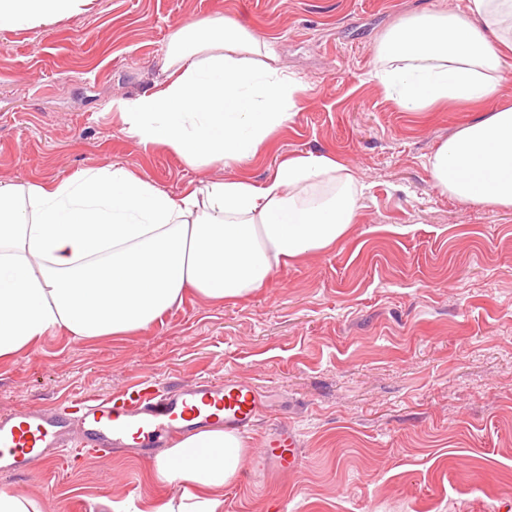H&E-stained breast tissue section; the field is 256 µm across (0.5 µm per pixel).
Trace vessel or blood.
<instances>
[{
  "instance_id": "b4317fda",
  "label": "vessel or blood",
  "mask_w": 512,
  "mask_h": 512,
  "mask_svg": "<svg viewBox=\"0 0 512 512\" xmlns=\"http://www.w3.org/2000/svg\"><path fill=\"white\" fill-rule=\"evenodd\" d=\"M262 413L255 388L227 379L195 387L164 388L141 382L105 402L79 397L67 411L52 414L27 408L0 415V475L12 476L34 461L69 454L71 424H80L84 446L108 456L135 450L143 457L169 447L174 439L210 425L243 434ZM300 462L295 432L285 430L266 439L252 465L285 471Z\"/></svg>"
}]
</instances>
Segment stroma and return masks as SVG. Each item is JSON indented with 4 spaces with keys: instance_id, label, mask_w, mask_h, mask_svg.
Returning a JSON list of instances; mask_svg holds the SVG:
<instances>
[{
    "instance_id": "obj_1",
    "label": "stroma",
    "mask_w": 512,
    "mask_h": 512,
    "mask_svg": "<svg viewBox=\"0 0 512 512\" xmlns=\"http://www.w3.org/2000/svg\"><path fill=\"white\" fill-rule=\"evenodd\" d=\"M465 0H96L91 10L0 27V181H47L128 163L171 196L242 175L263 184L286 156H335L364 187L336 247L274 274L251 298L187 296L144 332H58L0 361V414L104 401L148 379L235 378L267 401L244 438L258 452L297 431L301 461L242 463L224 512H512V209L460 205L432 185L436 148L494 106L405 112L371 80L374 45L399 16ZM246 20L311 90L267 151L193 168L121 130L113 100L162 82L173 28ZM151 461L82 450L1 479L42 512H107L151 494Z\"/></svg>"
}]
</instances>
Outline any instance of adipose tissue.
Wrapping results in <instances>:
<instances>
[{"label": "adipose tissue", "instance_id": "obj_1", "mask_svg": "<svg viewBox=\"0 0 512 512\" xmlns=\"http://www.w3.org/2000/svg\"><path fill=\"white\" fill-rule=\"evenodd\" d=\"M93 0H0V25L27 29ZM240 20L187 19L169 35L160 87L113 101L122 130L188 166L232 169L258 156L308 84L274 66ZM371 78L406 112L483 102L512 73V0L404 15L373 49ZM440 193L512 208V104L460 127L429 158ZM362 187L334 157L282 160L263 185L209 181L173 197L123 162L40 183L0 182V360L57 330L90 339L146 331L187 293L248 297L289 261L326 250L355 224ZM243 438L210 426L156 459L141 512H224Z\"/></svg>", "mask_w": 512, "mask_h": 512}]
</instances>
